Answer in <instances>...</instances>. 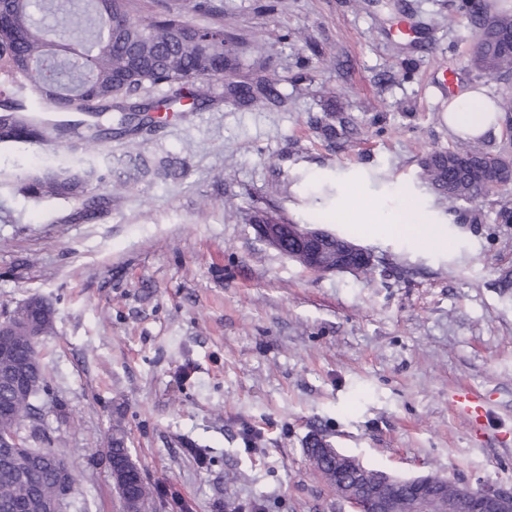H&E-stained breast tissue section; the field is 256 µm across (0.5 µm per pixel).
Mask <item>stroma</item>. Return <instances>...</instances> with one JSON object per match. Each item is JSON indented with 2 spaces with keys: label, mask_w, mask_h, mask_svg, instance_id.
<instances>
[{
  "label": "stroma",
  "mask_w": 512,
  "mask_h": 512,
  "mask_svg": "<svg viewBox=\"0 0 512 512\" xmlns=\"http://www.w3.org/2000/svg\"><path fill=\"white\" fill-rule=\"evenodd\" d=\"M196 2L133 0L134 15L220 18L239 51L225 84L279 98L244 110L228 95L81 161L119 180L127 154H169L184 177L93 185L111 209L74 221V204L15 189L19 167L71 163L68 149L0 144V311L33 296L55 309L49 389L22 433L66 456L70 512H122L116 434L157 491L150 512H354L310 464L317 433L402 479L512 486V224L496 220L512 186L463 222L419 178L426 153L457 141L449 97L512 94V74L469 67L459 0H208L210 15ZM406 199L448 249L392 232ZM363 200L382 224L360 218ZM258 207L355 241L374 269L306 270L259 239ZM462 387L488 424L453 409Z\"/></svg>",
  "instance_id": "stroma-1"
}]
</instances>
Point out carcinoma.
<instances>
[{
    "label": "carcinoma",
    "mask_w": 512,
    "mask_h": 512,
    "mask_svg": "<svg viewBox=\"0 0 512 512\" xmlns=\"http://www.w3.org/2000/svg\"><path fill=\"white\" fill-rule=\"evenodd\" d=\"M46 10L61 14V28L75 45H55L48 39L45 17L34 11V0H0V143L50 144L65 141L72 155L99 140L138 136L160 124L158 112H197L221 99L215 81L236 70L237 49L226 41L224 24L196 25L171 13L148 21L131 16L129 0H45ZM457 10L471 15L483 31V46L469 63L512 73V55L498 49L496 24L512 18V9H492L485 0L480 11L470 13L468 0ZM162 88V97L141 93ZM84 102L87 118L50 121L42 117L45 105L65 111L68 101ZM492 167L512 163L506 151L487 149L481 136L462 137L454 147L428 152L420 161V178L449 209L476 200V188L467 178L465 164ZM133 179L151 176L180 177L185 162L153 160L141 153L129 155ZM104 181L94 168L47 166L17 182V191L34 199L56 198L78 204L69 219L103 214L112 195L92 194L90 182ZM10 330L0 333V437L16 436L13 457L0 460V512H48L58 495L57 473L40 463L42 454H60L52 448H33L20 436L25 422L38 414V400L48 390L46 367L39 344L29 336L55 332V310L32 296L4 313ZM26 363L33 369L30 384L12 387L16 369ZM108 462L115 490L125 512H144L151 492L140 467L126 448L124 437L114 436Z\"/></svg>",
    "instance_id": "cac0c4a2"
}]
</instances>
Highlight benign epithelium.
Here are the masks:
<instances>
[{"label":"benign epithelium","mask_w":512,"mask_h":512,"mask_svg":"<svg viewBox=\"0 0 512 512\" xmlns=\"http://www.w3.org/2000/svg\"><path fill=\"white\" fill-rule=\"evenodd\" d=\"M258 236L268 245L315 273L366 274L374 268V256L366 248L322 228L290 224L278 218L257 220ZM336 240V248L327 243ZM59 475L60 501L71 498L74 488L67 466L51 461ZM356 467L350 484L338 483L342 499L356 512H512V487L481 484L477 487L451 482L438 475L398 479L374 468L367 469L354 457L336 453V468Z\"/></svg>","instance_id":"1"}]
</instances>
